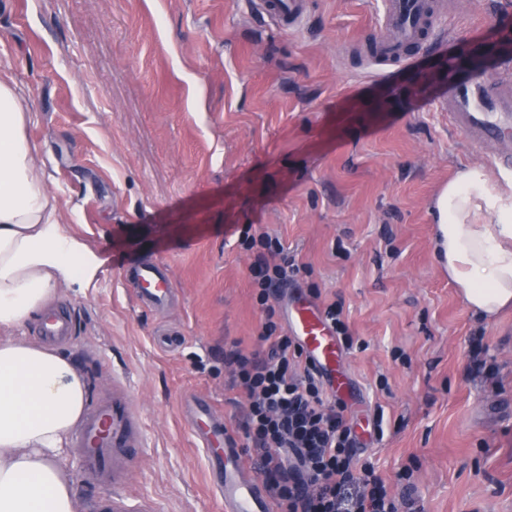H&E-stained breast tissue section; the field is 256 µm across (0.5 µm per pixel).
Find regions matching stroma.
Segmentation results:
<instances>
[{
  "instance_id": "obj_1",
  "label": "stroma",
  "mask_w": 512,
  "mask_h": 512,
  "mask_svg": "<svg viewBox=\"0 0 512 512\" xmlns=\"http://www.w3.org/2000/svg\"><path fill=\"white\" fill-rule=\"evenodd\" d=\"M443 37L374 80L360 62L382 34L383 0H307L283 31L253 0H0V68L29 114L25 133L58 219L103 260L95 288L56 307L62 351L90 398L126 397L136 452L111 485L70 466L77 512L119 494L154 512H219L211 456L183 413L198 398L240 435L246 401L224 346H258L252 227L302 266L269 304L287 325L298 297L341 303L352 419L384 408L371 461L398 512H512V309L485 320L436 251L440 189L481 157L436 100L449 59L492 56L512 0H446ZM151 262L172 282L148 309L124 279ZM482 338L495 374L470 370ZM410 469V480L399 479Z\"/></svg>"
}]
</instances>
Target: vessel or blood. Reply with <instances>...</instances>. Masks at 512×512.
Segmentation results:
<instances>
[{
    "label": "vessel or blood",
    "instance_id": "obj_1",
    "mask_svg": "<svg viewBox=\"0 0 512 512\" xmlns=\"http://www.w3.org/2000/svg\"><path fill=\"white\" fill-rule=\"evenodd\" d=\"M264 15L282 28L299 26L305 14V0H259ZM384 19L391 35L382 41L377 57L403 60L406 48L423 44L436 35L442 8L439 0H384ZM503 64L490 69L458 66L446 71L448 94L438 105L448 116V127L473 151H483L491 171L512 175V51L502 50ZM139 302L159 308L171 296V280L158 265L147 262L131 271ZM290 328L308 358L321 370L335 392L347 387L342 367L343 351L316 306L304 299L288 307ZM67 315L54 313L41 326L49 341L71 336ZM137 428L136 418L119 400L107 399L89 414L79 436L86 474L107 485L113 480L116 449L125 447ZM205 443L223 439L224 448L213 463L214 490L221 499V512H275L274 502L260 477L244 464L243 450L230 435L224 421L211 417L203 432ZM150 501L130 503L123 497L100 499L97 512H153Z\"/></svg>",
    "mask_w": 512,
    "mask_h": 512
}]
</instances>
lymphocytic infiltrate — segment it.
I'll return each mask as SVG.
<instances>
[{
    "label": "lymphocytic infiltrate",
    "instance_id": "lymphocytic-infiltrate-1",
    "mask_svg": "<svg viewBox=\"0 0 512 512\" xmlns=\"http://www.w3.org/2000/svg\"><path fill=\"white\" fill-rule=\"evenodd\" d=\"M239 242L262 251L253 285L257 303L267 305L274 288L299 272L296 257L264 234L246 230ZM258 338L251 352L225 347L224 365L247 401L241 430L279 512H397L374 467L358 464L346 407L330 400L295 338L270 317Z\"/></svg>",
    "mask_w": 512,
    "mask_h": 512
}]
</instances>
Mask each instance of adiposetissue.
<instances>
[{"mask_svg": "<svg viewBox=\"0 0 512 512\" xmlns=\"http://www.w3.org/2000/svg\"><path fill=\"white\" fill-rule=\"evenodd\" d=\"M19 90L0 70V512H76L70 439L89 382L57 348L20 336L63 289L85 290L101 261L56 219L33 157ZM437 247L464 303L492 318L512 308V184L465 169L439 193Z\"/></svg>", "mask_w": 512, "mask_h": 512, "instance_id": "obj_1", "label": "adipose tissue"}]
</instances>
